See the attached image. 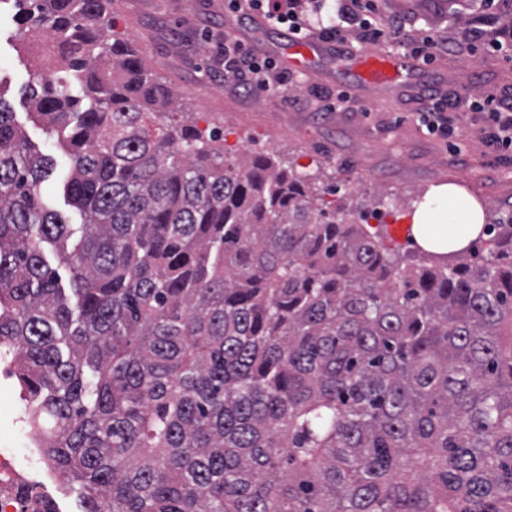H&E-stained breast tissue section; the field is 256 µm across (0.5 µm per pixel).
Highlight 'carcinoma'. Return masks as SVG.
Here are the masks:
<instances>
[{
  "mask_svg": "<svg viewBox=\"0 0 512 512\" xmlns=\"http://www.w3.org/2000/svg\"><path fill=\"white\" fill-rule=\"evenodd\" d=\"M14 5L81 223L0 96V347L83 512H512V221L419 263L185 122L107 0Z\"/></svg>",
  "mask_w": 512,
  "mask_h": 512,
  "instance_id": "obj_1",
  "label": "carcinoma"
}]
</instances>
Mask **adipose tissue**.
<instances>
[{
    "label": "adipose tissue",
    "mask_w": 512,
    "mask_h": 512,
    "mask_svg": "<svg viewBox=\"0 0 512 512\" xmlns=\"http://www.w3.org/2000/svg\"><path fill=\"white\" fill-rule=\"evenodd\" d=\"M483 227L481 206L461 191L447 187L434 193L432 202L412 217L413 240L426 250L443 247L451 252L476 239Z\"/></svg>",
    "instance_id": "1"
}]
</instances>
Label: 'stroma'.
<instances>
[{"mask_svg": "<svg viewBox=\"0 0 512 512\" xmlns=\"http://www.w3.org/2000/svg\"><path fill=\"white\" fill-rule=\"evenodd\" d=\"M108 10L113 39L138 52L151 73L173 87L182 111L199 127H223L226 151L240 157L272 153L299 171H321L322 186L335 187L347 203L370 197L381 214L371 227L400 251H413L411 216L439 185H456L478 201L485 223L512 217V160L486 145L482 119L471 107L489 94L512 91V63L479 51L442 56L412 71L410 88L403 91L358 87L349 64L324 58L310 72L284 69L285 81L275 91L247 92L224 80L225 31L283 62L284 27L260 17L241 20L229 11L228 0H110ZM381 10L405 22L397 43L376 44L393 53L422 32L456 41L465 32L502 25L490 11L450 20L444 0H383ZM18 29L12 0H0V95L10 101L28 140L56 155L63 170L66 156L55 136L32 121L23 96L36 59L18 41ZM433 88L457 91L463 100L455 139L428 134L413 116L418 95ZM342 91L351 102H338Z\"/></svg>", "mask_w": 512, "mask_h": 512, "instance_id": "35a3bbf8", "label": "stroma"}]
</instances>
